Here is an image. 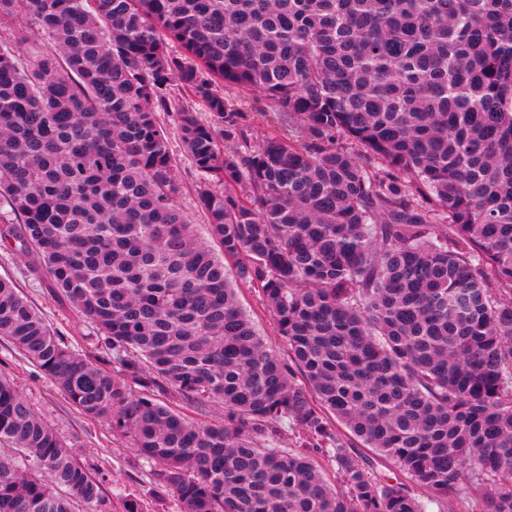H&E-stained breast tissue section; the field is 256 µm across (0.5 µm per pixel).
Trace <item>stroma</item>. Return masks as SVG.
<instances>
[{
    "instance_id": "1",
    "label": "stroma",
    "mask_w": 512,
    "mask_h": 512,
    "mask_svg": "<svg viewBox=\"0 0 512 512\" xmlns=\"http://www.w3.org/2000/svg\"><path fill=\"white\" fill-rule=\"evenodd\" d=\"M0 278L14 281L66 343L86 350L94 349V341L87 337L88 326L77 320L68 305L56 301L45 282L33 279L25 259L2 247ZM238 295L267 344L277 351H284L285 345L277 334L275 321L258 292L243 285ZM0 376L14 382L31 407L72 445L92 471L109 475V512H124L123 501L129 496L143 500L148 512H178L179 505L173 495L155 494L147 468L127 439L114 436L105 422L80 413L57 386L45 379L11 344L1 340Z\"/></svg>"
}]
</instances>
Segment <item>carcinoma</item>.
<instances>
[{
	"label": "carcinoma",
	"mask_w": 512,
	"mask_h": 512,
	"mask_svg": "<svg viewBox=\"0 0 512 512\" xmlns=\"http://www.w3.org/2000/svg\"><path fill=\"white\" fill-rule=\"evenodd\" d=\"M14 21L41 42L0 41V245L104 356L5 279L0 338L129 438L157 493L427 512L415 485L446 512H512V0H0ZM223 85L273 104L275 134L253 140ZM2 442L0 512H106L107 476L6 378ZM181 159L182 160L178 164L177 169L178 180L183 186V193L180 199V204L190 220L194 224L198 225L197 228L199 233L204 235L203 214L197 206L193 187L195 179L190 171L188 161H186L183 157H181ZM238 295L242 306L250 314L256 329L265 338V341L276 351L285 353L286 347L278 336L275 321L257 291L245 285L239 287Z\"/></svg>",
	"instance_id": "cac0c4a2"
}]
</instances>
